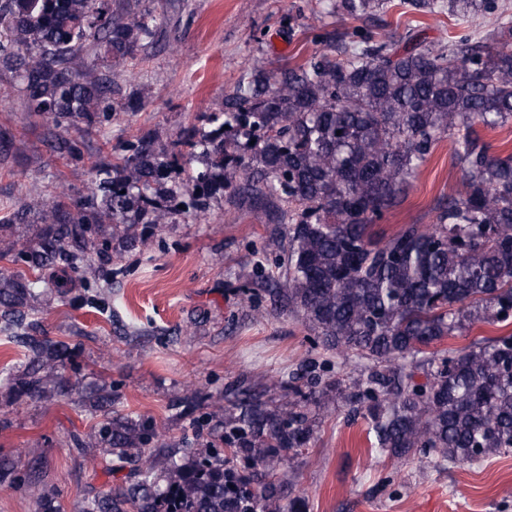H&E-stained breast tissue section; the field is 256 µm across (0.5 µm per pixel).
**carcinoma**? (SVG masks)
Returning <instances> with one entry per match:
<instances>
[{"label": "carcinoma", "instance_id": "1", "mask_svg": "<svg viewBox=\"0 0 512 512\" xmlns=\"http://www.w3.org/2000/svg\"><path fill=\"white\" fill-rule=\"evenodd\" d=\"M418 11L448 10L460 20L496 15L486 39L469 33L436 45L421 32L329 34L341 50L255 64L224 101L173 148L143 135L113 159L93 162L86 196L70 203L59 186L39 211L35 245L16 250L5 235L29 214L0 218V259L33 271L69 269L96 276L112 262L89 209L135 241L136 224L197 219L210 201L262 224H281L276 271L256 270L336 358L366 366L359 377L258 383L224 407V448L172 463L155 474L143 448L157 437L149 419L109 407L98 443L135 479L95 495L82 512H305L286 499L291 461L318 430L305 402L325 413L340 406L368 425L372 447L401 460L412 454L477 461L512 452V336L462 351L426 349L469 324L512 318V154L495 155L475 125L512 121V19L496 0H409ZM385 0H329L330 12L359 18ZM163 25L131 0H0V76L43 121L49 148L72 160L84 143L71 131L108 134L112 116L141 108L115 98L99 68L136 59ZM444 136L455 143L460 186L436 201L431 224H405L391 236L374 226L407 195L411 179ZM14 136L0 129V163ZM40 278H0V333L28 351L23 385L35 398L52 383L67 346L36 335L25 308ZM426 381H416L417 371Z\"/></svg>", "mask_w": 512, "mask_h": 512}]
</instances>
